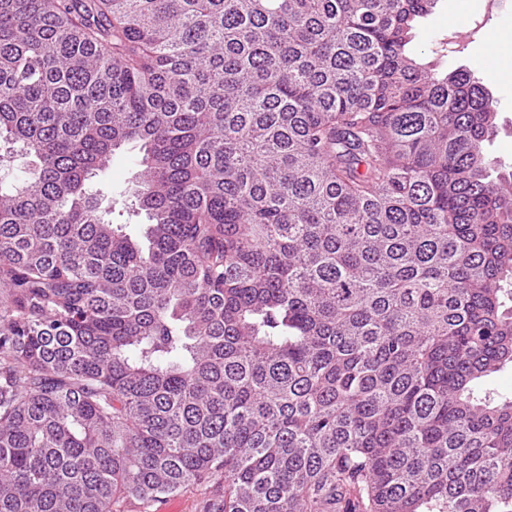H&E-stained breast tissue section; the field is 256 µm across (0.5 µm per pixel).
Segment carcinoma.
Segmentation results:
<instances>
[{
  "label": "carcinoma",
  "instance_id": "obj_1",
  "mask_svg": "<svg viewBox=\"0 0 512 512\" xmlns=\"http://www.w3.org/2000/svg\"><path fill=\"white\" fill-rule=\"evenodd\" d=\"M434 2L0 0V512H512V173ZM133 149L130 147L117 152L110 162L106 171L96 179V187H101L112 199H116L117 205L114 216L119 222L128 221V215L125 210H130L135 202L133 197L136 188V169L130 161V155ZM118 211H124V216L119 217ZM130 224L142 222V217H130ZM206 496L201 487L188 488L177 495L156 501L149 512H203L202 503Z\"/></svg>",
  "mask_w": 512,
  "mask_h": 512
}]
</instances>
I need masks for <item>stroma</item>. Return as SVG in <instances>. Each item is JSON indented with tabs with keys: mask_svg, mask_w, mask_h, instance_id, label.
I'll return each instance as SVG.
<instances>
[{
	"mask_svg": "<svg viewBox=\"0 0 512 512\" xmlns=\"http://www.w3.org/2000/svg\"><path fill=\"white\" fill-rule=\"evenodd\" d=\"M481 0H438L428 16L418 20L409 52L419 63L439 72L458 68L470 71L493 94L498 114L497 132L487 144L489 158L512 164V75L500 74L496 52L487 44L490 31L512 33V0L484 11ZM130 149L117 152L106 171L96 180L112 195L117 210L131 209L136 170Z\"/></svg>",
	"mask_w": 512,
	"mask_h": 512,
	"instance_id": "obj_1",
	"label": "stroma"
}]
</instances>
